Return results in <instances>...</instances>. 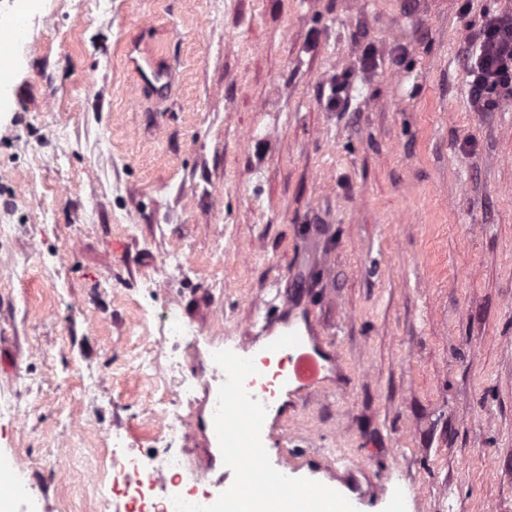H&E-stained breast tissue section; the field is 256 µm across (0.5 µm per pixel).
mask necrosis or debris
<instances>
[{
	"label": "necrosis or debris",
	"mask_w": 512,
	"mask_h": 512,
	"mask_svg": "<svg viewBox=\"0 0 512 512\" xmlns=\"http://www.w3.org/2000/svg\"><path fill=\"white\" fill-rule=\"evenodd\" d=\"M246 491L240 496L215 495L200 490L197 482L188 476V469L178 457L172 456L163 464L152 465L150 458L124 453L111 454V479H99L98 506L107 512L111 502H123V512H255L256 508L272 502L292 500L293 494L282 483L278 474L269 472L254 459H246ZM159 470L164 480L173 487L170 496L156 495L148 472Z\"/></svg>",
	"instance_id": "1"
}]
</instances>
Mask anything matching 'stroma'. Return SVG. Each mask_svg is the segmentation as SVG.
Listing matches in <instances>:
<instances>
[{
    "label": "stroma",
    "mask_w": 512,
    "mask_h": 512,
    "mask_svg": "<svg viewBox=\"0 0 512 512\" xmlns=\"http://www.w3.org/2000/svg\"><path fill=\"white\" fill-rule=\"evenodd\" d=\"M512 0H0V448L46 512H98L110 437L178 350L211 368L292 299L339 367L268 438L410 512H512V97L477 112L466 39ZM375 55L363 71L364 49ZM168 73L142 85L130 58ZM345 104L327 106L332 77ZM176 310L191 334L163 340ZM179 443L222 464L202 392ZM65 465L53 466L54 455Z\"/></svg>",
    "instance_id": "stroma-1"
}]
</instances>
